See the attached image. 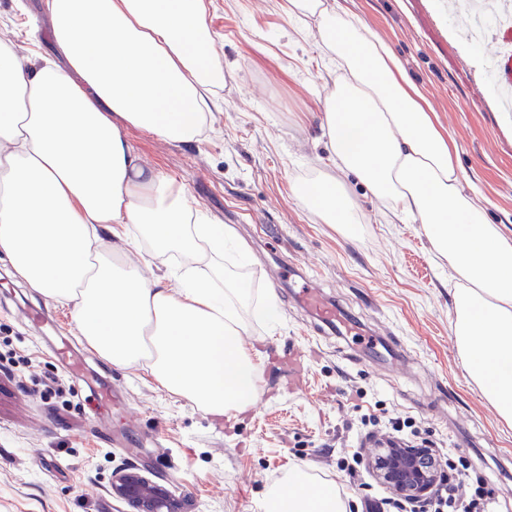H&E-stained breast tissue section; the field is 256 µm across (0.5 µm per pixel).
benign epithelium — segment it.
I'll return each instance as SVG.
<instances>
[{
  "instance_id": "obj_1",
  "label": "benign epithelium",
  "mask_w": 512,
  "mask_h": 512,
  "mask_svg": "<svg viewBox=\"0 0 512 512\" xmlns=\"http://www.w3.org/2000/svg\"><path fill=\"white\" fill-rule=\"evenodd\" d=\"M434 455L436 449L427 442L418 447L388 439L379 443L365 462L375 479L388 489L394 504L404 507L427 502L448 480L440 462L431 460ZM111 490L132 512H183L166 487L135 467L113 473Z\"/></svg>"
}]
</instances>
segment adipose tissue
<instances>
[{
	"label": "adipose tissue",
	"instance_id": "adipose-tissue-1",
	"mask_svg": "<svg viewBox=\"0 0 512 512\" xmlns=\"http://www.w3.org/2000/svg\"><path fill=\"white\" fill-rule=\"evenodd\" d=\"M66 66L22 65L0 48V253L46 299L68 305L101 358L146 367L166 390L213 415L257 402L255 355L243 348L247 285L224 271L229 226L192 210L184 189L143 164L124 135L198 140L212 115V61L202 0H45ZM314 19L331 55L320 114L336 166L302 182L300 203L344 233L357 223L355 176L399 218L423 227L451 269L453 334L471 379L512 426V237L492 224L441 127L391 45L349 0H286ZM156 256L188 259L145 278L127 260L128 225ZM109 231L111 249L99 247ZM206 273H199L198 265ZM265 512H346L333 487L299 469L269 489Z\"/></svg>",
	"mask_w": 512,
	"mask_h": 512
}]
</instances>
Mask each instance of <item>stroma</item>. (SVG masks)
<instances>
[{"label":"stroma","mask_w":512,"mask_h":512,"mask_svg":"<svg viewBox=\"0 0 512 512\" xmlns=\"http://www.w3.org/2000/svg\"><path fill=\"white\" fill-rule=\"evenodd\" d=\"M353 2L454 138L465 188L512 236V120L482 93L475 50L463 47L440 0ZM205 6L224 68L210 126L189 145L136 129L125 135L146 165L184 187L191 206L233 225L246 250L243 271L257 286L242 340L258 352V402L212 416L145 368H116L95 354L81 374L66 372L49 347L75 333L70 307L46 301L1 259L0 512H129L110 487L128 466L190 500L193 512H259L268 487L293 468L333 484L347 512H373L388 490L367 470L350 476L337 466L369 414L410 420L434 448L457 449L496 512H512V428L468 376L448 265L422 226L399 221L355 182L348 189L362 222L353 236L295 197L300 178L332 166L319 127L326 55L298 35L302 22L283 0ZM48 29L42 0H0V42L20 61L53 54ZM286 262L315 276L376 346L326 331L282 277ZM42 313L56 335L31 330ZM105 386L107 401L98 395Z\"/></svg>","instance_id":"obj_1"}]
</instances>
